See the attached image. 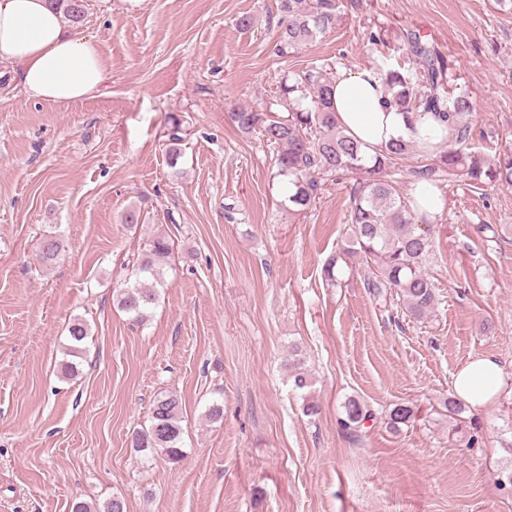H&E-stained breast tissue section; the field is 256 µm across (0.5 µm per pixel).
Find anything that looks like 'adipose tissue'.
Instances as JSON below:
<instances>
[{"label": "adipose tissue", "mask_w": 512, "mask_h": 512, "mask_svg": "<svg viewBox=\"0 0 512 512\" xmlns=\"http://www.w3.org/2000/svg\"><path fill=\"white\" fill-rule=\"evenodd\" d=\"M0 67L10 70L29 100L69 105L109 94L112 76L96 45L75 36L50 0H0ZM336 120L367 155L409 141L439 143L445 126L430 114L398 111L377 69L360 67L337 75ZM506 386L500 365L479 357L456 374V396L481 409Z\"/></svg>", "instance_id": "obj_1"}]
</instances>
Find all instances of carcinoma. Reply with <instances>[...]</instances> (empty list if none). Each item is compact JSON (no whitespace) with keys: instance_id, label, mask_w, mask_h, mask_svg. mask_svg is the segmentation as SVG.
<instances>
[{"instance_id":"obj_1","label":"carcinoma","mask_w":512,"mask_h":512,"mask_svg":"<svg viewBox=\"0 0 512 512\" xmlns=\"http://www.w3.org/2000/svg\"><path fill=\"white\" fill-rule=\"evenodd\" d=\"M53 2L70 23L78 25L84 19V0ZM340 13L341 0H277L278 54L295 51L332 30ZM406 42L407 66L380 71L393 104L401 112L431 113L443 119L448 123V139L464 144L472 138V103L464 95L450 93L447 75L451 65L436 47L420 38L410 35ZM281 93L288 100L287 115L274 117L262 110L238 107L230 112V119L241 132H257L266 143L278 148V174L288 178V202L299 211L309 208L316 199V175L354 176L348 214L349 245L325 262V280L336 284L340 259L362 258L366 262L363 282L370 295L385 301L393 290L411 318H423L438 303L435 285L423 270V261L432 248L430 231L413 223L406 198L383 175L410 151L411 145L403 141L391 143L367 158L360 144L338 126L332 107L333 80L320 69H310L301 78L283 84ZM170 122L169 158L174 166L180 154L182 122L175 116L170 117ZM426 159L430 163L418 174L427 182L446 174L450 181L459 178L473 184L489 181L512 185L511 149L488 160L450 147L446 151L436 149ZM62 250L59 236L44 235L40 263L46 267L55 264ZM171 251L168 237L158 234L150 240L147 252L132 264L117 301L133 323L145 322L157 304L159 289L165 285L163 269ZM68 333V355L78 356L89 336L88 325L75 320ZM293 365V388L304 391L311 386L308 370L299 358ZM181 409L182 399L177 393L166 391L158 395L152 404L149 425L135 434L133 446L146 457L180 461L183 457ZM344 409L343 423L348 429L354 430L373 417L369 406L355 398L345 402ZM71 512H126V506L121 497L114 496L100 508L76 501Z\"/></svg>"}]
</instances>
